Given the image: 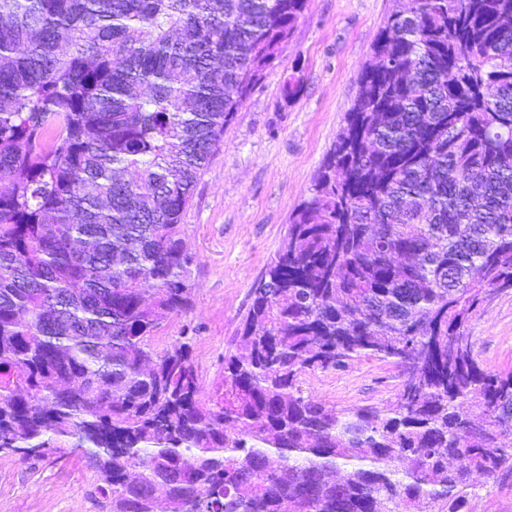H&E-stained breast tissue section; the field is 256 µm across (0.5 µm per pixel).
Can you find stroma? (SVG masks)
I'll return each mask as SVG.
<instances>
[{
  "instance_id": "stroma-1",
  "label": "stroma",
  "mask_w": 512,
  "mask_h": 512,
  "mask_svg": "<svg viewBox=\"0 0 512 512\" xmlns=\"http://www.w3.org/2000/svg\"><path fill=\"white\" fill-rule=\"evenodd\" d=\"M396 0H308L275 67L240 107L201 174L185 211L184 238L194 257L193 307L164 319L156 344L189 331L209 399L224 375L230 348L250 305V289L308 198L313 180L345 124L359 74ZM301 91L285 100V77ZM484 366L512 369V293L500 295L473 322ZM398 370L361 358L304 378L306 394L339 408L394 401ZM100 476L80 452L30 460L0 454V512H98L91 496ZM470 512H512V474L477 486Z\"/></svg>"
}]
</instances>
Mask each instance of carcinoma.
<instances>
[{
	"label": "carcinoma",
	"instance_id": "carcinoma-1",
	"mask_svg": "<svg viewBox=\"0 0 512 512\" xmlns=\"http://www.w3.org/2000/svg\"><path fill=\"white\" fill-rule=\"evenodd\" d=\"M307 0H0V453L83 448L99 512H464L512 473V0H400L200 399L181 219ZM393 363L386 409L303 377ZM471 336L487 369H512V293L484 308L471 326Z\"/></svg>",
	"mask_w": 512,
	"mask_h": 512
}]
</instances>
